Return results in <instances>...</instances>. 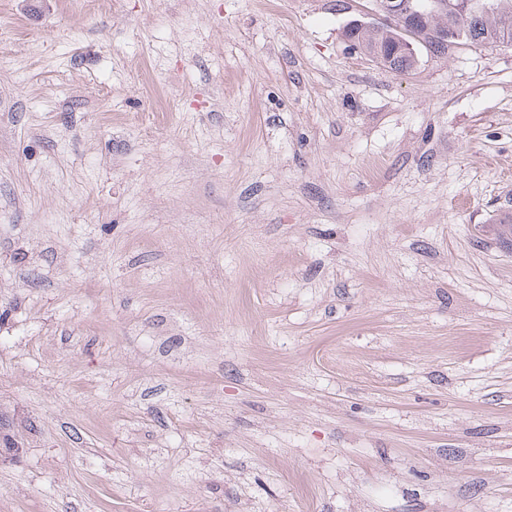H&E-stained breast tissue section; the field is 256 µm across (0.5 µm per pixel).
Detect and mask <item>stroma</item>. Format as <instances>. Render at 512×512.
<instances>
[{
	"label": "stroma",
	"mask_w": 512,
	"mask_h": 512,
	"mask_svg": "<svg viewBox=\"0 0 512 512\" xmlns=\"http://www.w3.org/2000/svg\"><path fill=\"white\" fill-rule=\"evenodd\" d=\"M365 4L0 0V512H512V43ZM373 2H375L374 11L366 10L362 12L361 19L351 20L347 24V29L350 31L361 30L372 23L364 21V16L381 15L383 21L397 25L403 34V38L395 50L402 53H415V42L419 40L417 33L422 26L418 17L423 14L422 10L412 0H405L400 3L396 0H375ZM398 36L399 33L395 28L381 25L359 31L354 35V39L360 46L362 45L366 49L373 50L379 47L383 51L395 43Z\"/></svg>",
	"instance_id": "obj_1"
}]
</instances>
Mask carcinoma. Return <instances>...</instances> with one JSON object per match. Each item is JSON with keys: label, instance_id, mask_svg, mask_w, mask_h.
Returning a JSON list of instances; mask_svg holds the SVG:
<instances>
[{"label": "carcinoma", "instance_id": "obj_1", "mask_svg": "<svg viewBox=\"0 0 512 512\" xmlns=\"http://www.w3.org/2000/svg\"><path fill=\"white\" fill-rule=\"evenodd\" d=\"M445 6L429 12L428 28L424 29L421 49L428 53H443L448 45L437 39V34L453 24L462 33L465 40H509L512 41V0H488L491 8L487 11L469 10L465 13L454 10L457 0H442ZM399 33L396 29L381 25L359 31L354 35L358 44L369 50H382L395 43ZM416 59L411 54H402L394 58L383 55L381 64L396 72H405L412 68Z\"/></svg>", "mask_w": 512, "mask_h": 512}]
</instances>
